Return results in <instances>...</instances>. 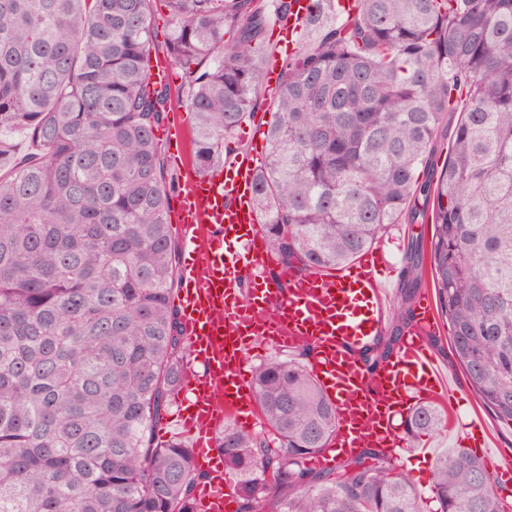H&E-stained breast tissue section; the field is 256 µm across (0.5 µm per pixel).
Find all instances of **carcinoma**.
Segmentation results:
<instances>
[{"instance_id":"cac0c4a2","label":"carcinoma","mask_w":512,"mask_h":512,"mask_svg":"<svg viewBox=\"0 0 512 512\" xmlns=\"http://www.w3.org/2000/svg\"><path fill=\"white\" fill-rule=\"evenodd\" d=\"M152 2L0 0V134L34 147L0 175V512H194L208 479L185 441H155L190 350L173 304L176 179L156 137L172 90L150 75ZM167 2L197 169L220 163L261 89L255 207L277 264L336 269L389 224L434 225L430 245L407 246L391 332L360 359L373 373L394 354L428 259L457 361L511 422L512 0H358L350 13L315 0L273 88L266 39L290 0ZM311 350L254 370L273 437L216 433L237 512H512L461 448L436 457L428 495L379 448L308 466L336 434ZM444 425L421 405L405 434Z\"/></svg>"}]
</instances>
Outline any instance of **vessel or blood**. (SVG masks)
Here are the masks:
<instances>
[{
	"mask_svg": "<svg viewBox=\"0 0 512 512\" xmlns=\"http://www.w3.org/2000/svg\"><path fill=\"white\" fill-rule=\"evenodd\" d=\"M313 0H292L280 33L294 40ZM258 157L228 156L214 173H193L169 213L189 246L174 298L190 349L187 396L173 420L210 476L195 494L196 512H229L224 465L214 455L224 420L256 423L258 405L246 368L256 339L284 349L313 344L311 370L336 405V435L319 457L322 465L365 448L392 452L404 447L398 421L411 408L434 402L452 407L455 391L426 342L437 318L421 305L397 352L378 371L367 372L359 351L385 324L378 258L365 253L336 271L305 275L295 269L269 277L273 262L258 223L253 196ZM251 290H243L245 278Z\"/></svg>",
	"mask_w": 512,
	"mask_h": 512,
	"instance_id": "vessel-or-blood-1",
	"label": "vessel or blood"
}]
</instances>
